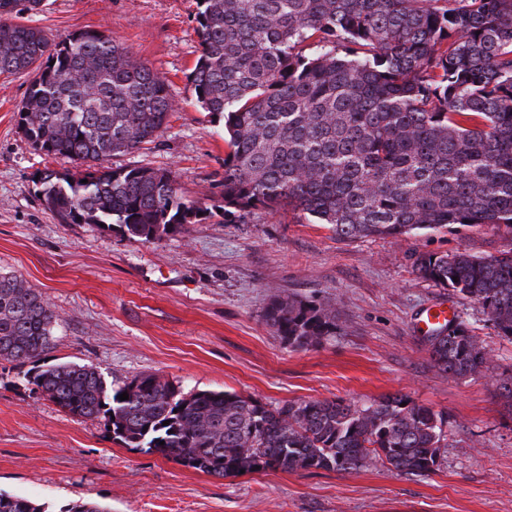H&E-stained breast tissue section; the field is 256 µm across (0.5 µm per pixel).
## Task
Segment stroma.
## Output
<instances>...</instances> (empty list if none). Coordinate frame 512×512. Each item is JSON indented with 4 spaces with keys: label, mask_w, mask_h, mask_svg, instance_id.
<instances>
[{
    "label": "stroma",
    "mask_w": 512,
    "mask_h": 512,
    "mask_svg": "<svg viewBox=\"0 0 512 512\" xmlns=\"http://www.w3.org/2000/svg\"><path fill=\"white\" fill-rule=\"evenodd\" d=\"M197 0H42L31 25L61 39L104 32L163 76L176 103L166 127L113 168L175 171L190 200L222 202L221 123L187 81L199 55ZM28 74L0 75V272L21 275L59 314L47 364H92L121 385L155 373L183 391H228L275 407L288 401L377 399L391 393L441 413L448 446L434 473L376 463L216 478L114 442L98 419H76L30 390L24 366L0 360V491L63 512L83 498L112 512H512V413L498 386L512 379V340L481 306L420 279L419 254L497 255L512 234L452 225L399 238L339 240L291 210L246 222L213 216L186 235L140 244L90 224H61L43 206L42 171L79 173L36 152L17 128ZM297 297L332 309L336 333L288 346L264 319ZM448 304L489 352L483 374L434 367L415 322Z\"/></svg>",
    "instance_id": "stroma-1"
}]
</instances>
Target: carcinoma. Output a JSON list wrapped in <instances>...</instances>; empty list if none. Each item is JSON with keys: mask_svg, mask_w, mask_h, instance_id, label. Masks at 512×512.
<instances>
[{"mask_svg": "<svg viewBox=\"0 0 512 512\" xmlns=\"http://www.w3.org/2000/svg\"><path fill=\"white\" fill-rule=\"evenodd\" d=\"M17 2L0 0V74H33L17 127L35 150L85 167L39 177L58 222L103 223L156 244L214 216L171 169L105 165L167 125L174 103L157 72L100 31L57 41L19 21ZM196 22L188 82L202 111L224 122L222 216L288 207L341 240L464 223L512 230V0H203ZM414 270L478 302L512 337V251L420 254ZM264 317L292 347L336 334L334 311L305 300H274ZM59 321L22 276L0 273V360L31 365L33 391L102 420L124 447L208 475L378 462L426 475L448 447L443 414L400 393L267 407L226 391L184 393L156 374L114 388L90 364L42 365ZM428 345L454 378L490 362L462 320ZM0 512L48 510L0 492Z\"/></svg>", "mask_w": 512, "mask_h": 512, "instance_id": "carcinoma-1", "label": "carcinoma"}]
</instances>
